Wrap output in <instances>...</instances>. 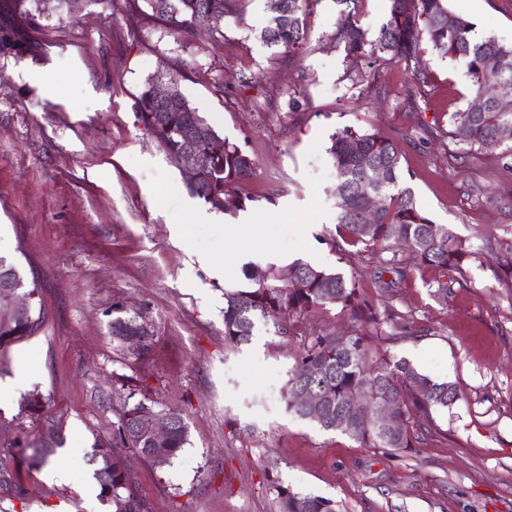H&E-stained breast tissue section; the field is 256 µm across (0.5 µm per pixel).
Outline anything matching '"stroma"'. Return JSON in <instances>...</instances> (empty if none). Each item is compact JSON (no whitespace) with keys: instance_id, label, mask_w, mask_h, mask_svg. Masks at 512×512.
Here are the masks:
<instances>
[{"instance_id":"35a3bbf8","label":"stroma","mask_w":512,"mask_h":512,"mask_svg":"<svg viewBox=\"0 0 512 512\" xmlns=\"http://www.w3.org/2000/svg\"><path fill=\"white\" fill-rule=\"evenodd\" d=\"M476 37L512 46V0H448ZM340 6L318 0L294 54L260 38L267 0H247L244 23L221 21L185 36L162 22L130 20L125 0H79L42 20L35 57L0 55V255L38 283L43 322L0 347V512H113L90 458L114 444L129 393L183 414L188 443L169 462L137 461L131 490L149 512H279L275 489L331 500L336 512H512V156L493 152L450 175V112L466 107L464 62L433 49L429 85L416 105L407 77L388 63L352 71L331 35ZM170 72L199 116L254 161L240 186L253 227L236 257L224 255L232 214L201 224L203 200L139 122L146 81ZM249 76L240 85V76ZM298 98L300 110L288 106ZM351 127L391 139L424 213L477 249L461 283L433 297L437 270L412 274L395 295L374 286L377 264L362 247L336 249L332 135ZM279 265L310 262L359 278L366 295L396 308L407 336L387 344L458 399L430 412L407 452L363 448L289 413L284 401L303 325L279 333L257 322L251 341H224V294L241 288L263 253ZM139 313L154 335L146 359L118 351L113 305ZM35 375L14 385L18 354ZM40 398V418L27 400ZM58 437L48 481L30 456L42 422Z\"/></svg>"}]
</instances>
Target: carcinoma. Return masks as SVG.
<instances>
[{
    "instance_id": "carcinoma-1",
    "label": "carcinoma",
    "mask_w": 512,
    "mask_h": 512,
    "mask_svg": "<svg viewBox=\"0 0 512 512\" xmlns=\"http://www.w3.org/2000/svg\"><path fill=\"white\" fill-rule=\"evenodd\" d=\"M149 17L189 35L212 16L244 19L246 0H145ZM341 11L332 34L345 58L356 67L361 63L400 64L411 74L413 84L407 96L413 99L427 86L429 72L423 58L428 43L451 60L463 61L471 77L472 100L464 109L448 113L445 135L471 160L503 148L512 152V109H502L487 95L488 89L509 80L512 82V47L493 37L477 39L473 23L453 13L447 0H390L386 20L374 36H369L359 21L362 0H340ZM58 0H5L0 4V55L36 56L41 44L35 38L40 20L50 17ZM311 0H282V10L273 15L262 31V38L273 47L293 52L307 36ZM157 80L150 79L137 98V118L165 152L190 158V145L182 130L218 132L200 117L170 81L168 98L153 94ZM483 99L482 108L474 101ZM329 153L337 172L332 193L338 200L336 230L348 246H363L378 256L382 272L391 274L384 280L378 275L375 287L390 294L410 277L412 271L427 269L460 270L477 251L463 243L446 224H436L420 208L414 190L404 183L397 146L377 133L345 128L332 138ZM194 176H185L189 191L211 208L234 214L245 208L249 197L238 191V184L254 174V162L229 140L224 150L204 160L186 164ZM370 190L381 200L372 217L373 232L366 234L362 224L367 202L364 191ZM9 271L19 290L34 296L37 283L27 281L21 270L0 256V271ZM248 285L242 290L224 293V339L236 346L251 341L255 321L271 320L281 330L290 318L307 323L318 309L335 306L344 313L348 325L342 332L326 334L308 331L309 341L295 362L285 391L287 408L302 420L307 411L294 402L298 390H312L323 395L321 417L314 421L321 430L338 432L363 448L405 451L419 439L410 421L413 409L428 411L448 408L458 400V390L448 382H436L419 372L405 359L391 360L384 345L397 340L392 329L397 316L379 308L360 288L358 282L343 274L320 268L305 261L286 266L270 265L251 268L246 273ZM8 295L0 291V346L30 336L41 326L42 316L29 308L23 318L6 316ZM110 325L117 349L137 359L148 356L153 335L143 337L139 348L127 344L129 333L139 323V315L123 307H113ZM361 394L366 401L392 404L398 425L378 424L373 415L357 420L347 430L337 428V420L346 411L347 399ZM155 407L143 401L124 404L118 435L124 447L143 461H152L155 449L136 436L142 416ZM165 414L175 419L162 450L173 458L188 443V424L173 411ZM103 460L93 479L104 502H112L115 512H146L145 503L130 489V474L125 458L112 448L100 446L91 460ZM279 512H335L332 501L299 495L276 487Z\"/></svg>"
}]
</instances>
